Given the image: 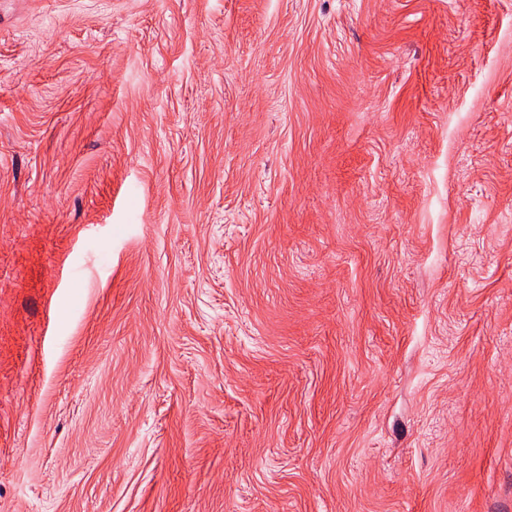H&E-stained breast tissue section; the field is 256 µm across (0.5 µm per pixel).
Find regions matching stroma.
I'll use <instances>...</instances> for the list:
<instances>
[{
  "label": "stroma",
  "mask_w": 512,
  "mask_h": 512,
  "mask_svg": "<svg viewBox=\"0 0 512 512\" xmlns=\"http://www.w3.org/2000/svg\"><path fill=\"white\" fill-rule=\"evenodd\" d=\"M0 512H512V0H0Z\"/></svg>",
  "instance_id": "35a3bbf8"
}]
</instances>
